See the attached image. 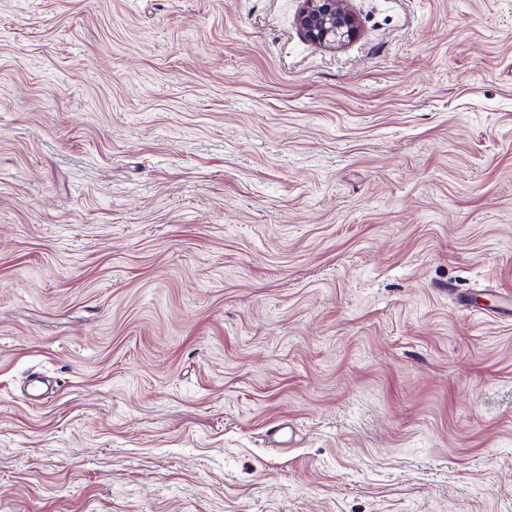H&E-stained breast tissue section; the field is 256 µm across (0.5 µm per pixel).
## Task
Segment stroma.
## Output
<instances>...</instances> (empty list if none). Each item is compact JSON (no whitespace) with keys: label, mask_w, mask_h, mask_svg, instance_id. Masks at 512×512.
Segmentation results:
<instances>
[{"label":"stroma","mask_w":512,"mask_h":512,"mask_svg":"<svg viewBox=\"0 0 512 512\" xmlns=\"http://www.w3.org/2000/svg\"><path fill=\"white\" fill-rule=\"evenodd\" d=\"M300 6L0 0V512H512V0ZM297 16L299 28L307 39L322 45L353 41L358 35L354 15L345 0H302Z\"/></svg>","instance_id":"stroma-1"}]
</instances>
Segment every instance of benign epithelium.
<instances>
[{
  "mask_svg": "<svg viewBox=\"0 0 512 512\" xmlns=\"http://www.w3.org/2000/svg\"><path fill=\"white\" fill-rule=\"evenodd\" d=\"M297 22L307 39L322 45L343 44L358 35L356 19L345 0H302Z\"/></svg>",
  "mask_w": 512,
  "mask_h": 512,
  "instance_id": "benign-epithelium-1",
  "label": "benign epithelium"
}]
</instances>
